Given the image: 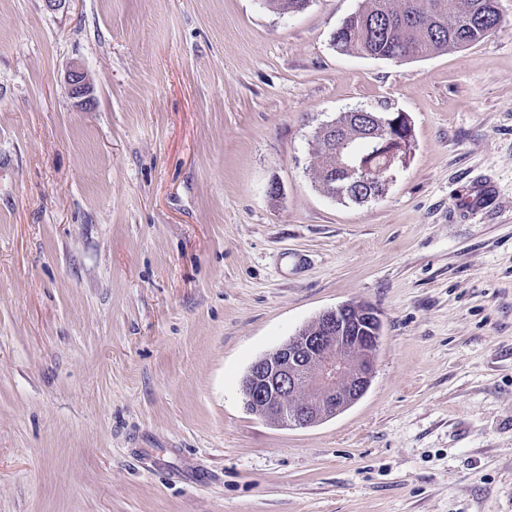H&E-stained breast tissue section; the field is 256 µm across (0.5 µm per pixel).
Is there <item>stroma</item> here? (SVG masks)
Listing matches in <instances>:
<instances>
[{"label": "stroma", "instance_id": "35a3bbf8", "mask_svg": "<svg viewBox=\"0 0 512 512\" xmlns=\"http://www.w3.org/2000/svg\"><path fill=\"white\" fill-rule=\"evenodd\" d=\"M362 4L0 0V512H512V0L398 63L333 47ZM360 109L413 148L355 204L311 142ZM351 302L365 395L250 414L251 364ZM64 85L68 95L79 102L90 101L91 79L88 72L79 64H72L64 76Z\"/></svg>", "mask_w": 512, "mask_h": 512}]
</instances>
